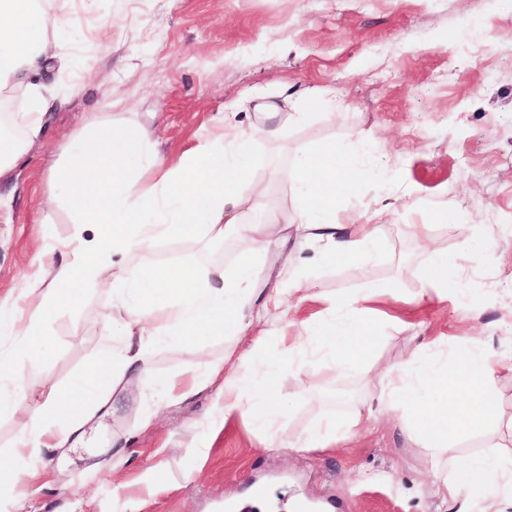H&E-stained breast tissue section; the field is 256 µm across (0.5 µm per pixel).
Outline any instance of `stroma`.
Here are the masks:
<instances>
[{"label":"stroma","mask_w":512,"mask_h":512,"mask_svg":"<svg viewBox=\"0 0 512 512\" xmlns=\"http://www.w3.org/2000/svg\"><path fill=\"white\" fill-rule=\"evenodd\" d=\"M47 19L66 18L65 49L41 80L56 103L43 137L0 178V301H22L39 266L42 239L69 241L75 216L65 203L47 204L44 188L54 164H66L69 140L93 117L119 129L147 130L167 160L195 148L224 113L249 124L265 104L282 116L277 139H255L250 184L280 220V237L255 257L259 278L282 274L274 257L291 249L317 287L294 305L304 323L328 312L333 300H359L377 321L373 363H357L342 378L306 361L283 378L294 399L286 431L296 436L322 417H347L362 402L377 403V367L409 358L418 344L463 349L477 338L512 356V0H40ZM324 90L342 108H317L288 121L303 99ZM363 137L390 178L389 205L379 219L383 256L356 266L319 262L297 249L292 172L298 148ZM447 197L453 219L442 221L431 202ZM426 225L424 239L416 225ZM486 254L465 268L460 299L419 306L429 249L462 257L475 241ZM246 256L235 238L172 236L132 263L152 271L198 261L233 273ZM381 281L390 295L361 301L363 286ZM112 311L109 288L59 309L42 331L47 353L20 361L24 380L42 394L62 389L112 342L102 317ZM253 327L237 336H205L200 360L237 356L265 361L282 348L277 310L253 307ZM149 375L112 396L108 415L84 428L73 449L45 448L49 477L29 498L0 495V512H113V487L126 482L139 512H227L249 506L264 486L266 512H464L466 497L437 495L430 449L412 443L405 413L383 415L353 442L286 455L267 451L264 437L237 417L214 430L207 418L215 391L153 405V384L180 389L187 363L179 338L149 355ZM498 424L472 437L461 454L492 451L502 422L512 419V372L499 377ZM149 427L139 428L145 411ZM207 449L198 458L194 449ZM120 468H113V461ZM156 486L142 494L143 479Z\"/></svg>","instance_id":"obj_1"}]
</instances>
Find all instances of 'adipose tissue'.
I'll list each match as a JSON object with an SVG mask.
<instances>
[{
  "mask_svg": "<svg viewBox=\"0 0 512 512\" xmlns=\"http://www.w3.org/2000/svg\"><path fill=\"white\" fill-rule=\"evenodd\" d=\"M64 26L60 18L47 22L37 0H0V89L30 84L48 70L60 56L55 32ZM50 106L46 98L35 106L19 103L21 136L0 140V176L24 144L39 137ZM274 118L265 113L264 125L248 130L223 124L219 135L202 136L196 148L171 163L132 128L119 133L96 121L72 137L70 165L45 189L48 201H65L77 216L70 258L51 265L47 279L31 282L24 305L0 310V414L20 402L31 405L18 422L11 464L0 466V487L16 488L22 477L43 478L39 449L68 445L85 424L107 413L111 393L146 374L148 354L176 336L189 358L182 395L196 393L216 378L224 380L212 424L222 426L240 415L264 435L268 447L324 449L359 434L377 413L402 410L411 415L410 438L429 448L436 460L437 493L453 498L467 491L477 501V512H498L500 497L512 496L511 460L494 454L461 458L455 452L460 438L496 419L494 386L502 371H512V361L496 357L477 341L451 357L435 352L433 344L419 345L408 359L380 368L385 390L377 405H362L344 420L323 417L302 435L287 438L282 376L304 359L309 347L336 376H343L374 349L377 323L353 301L336 300L329 314L308 322L305 335L294 337L276 358L257 363L239 356V372L228 375L223 361L197 360L196 341L251 328L247 306L256 298L258 283L250 261L242 260L230 278L210 264L151 274L129 263V255L151 252L172 235L220 240L232 231L250 252L262 250L279 227L272 218L243 222V215L263 210L264 202L261 191L246 193L242 186L249 179L253 141L278 133ZM294 182L302 241L320 243L324 261L353 266L383 254L378 225L366 217L343 222L336 215L339 201L360 184L382 185L377 165L355 163L345 145L328 142L299 152ZM456 266L455 258L431 250L418 302L447 296ZM106 285L112 288L113 307L125 314L117 333L119 347L104 348L61 395L38 397L20 377L18 359L48 347L41 334L47 318Z\"/></svg>",
  "mask_w": 512,
  "mask_h": 512,
  "instance_id": "obj_1",
  "label": "adipose tissue"
}]
</instances>
